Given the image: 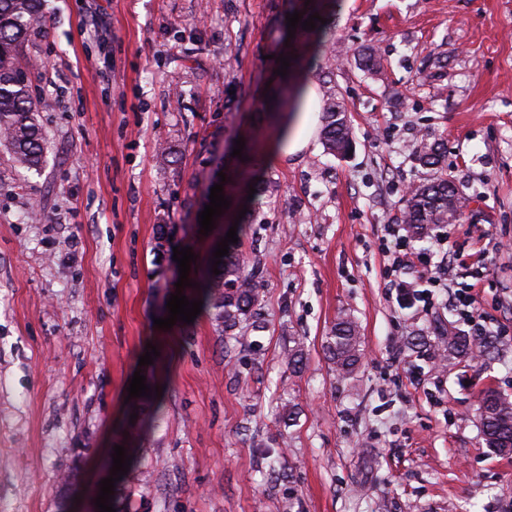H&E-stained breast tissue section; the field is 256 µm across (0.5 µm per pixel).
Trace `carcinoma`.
Returning a JSON list of instances; mask_svg holds the SVG:
<instances>
[{
    "label": "carcinoma",
    "instance_id": "carcinoma-1",
    "mask_svg": "<svg viewBox=\"0 0 512 512\" xmlns=\"http://www.w3.org/2000/svg\"><path fill=\"white\" fill-rule=\"evenodd\" d=\"M40 22L39 0H0V142L18 167L40 164L44 138L33 106L26 74L33 62L22 50L26 34ZM322 139L327 150L345 154L352 146L346 107L334 98L325 102ZM419 160L436 170V176L415 186L404 201L402 223L414 231L432 229L460 215L463 201L443 168L442 144L422 145ZM220 274L208 269L199 275L194 299L212 311L215 331L220 336L235 331L252 314L260 301L261 281L255 270L247 268L234 248L221 257ZM492 340L473 345L464 336L448 337V350L460 357H473V349L486 354ZM326 350L336 374L352 373L360 362L355 325L340 319L327 337ZM486 444L495 452H512V399L488 391L479 407Z\"/></svg>",
    "mask_w": 512,
    "mask_h": 512
}]
</instances>
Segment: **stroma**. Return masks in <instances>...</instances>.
Returning a JSON list of instances; mask_svg holds the SVG:
<instances>
[{"label": "stroma", "mask_w": 512, "mask_h": 512, "mask_svg": "<svg viewBox=\"0 0 512 512\" xmlns=\"http://www.w3.org/2000/svg\"><path fill=\"white\" fill-rule=\"evenodd\" d=\"M295 9L41 0L23 45L49 103L40 167L0 144V512H82L117 445L137 461L115 512H512V455L486 446L478 411L487 389L512 396V0H341L321 36L288 32ZM362 47L381 73L357 68ZM283 55L310 61L298 109L317 125L292 154L267 117ZM330 97L347 108L343 157L318 131ZM244 130L253 198L232 185ZM433 140L466 207L408 248L444 240L485 262L475 281L449 268L425 308L396 298L387 227L431 178L417 154ZM218 182L223 230L264 283L236 341L205 312L154 325L178 291L174 248L196 257L190 281L213 264L221 232L201 235L198 215ZM472 281L502 331L478 360L437 345L471 334L450 298ZM341 317L362 353L346 377L324 351ZM137 372L162 402L129 397Z\"/></svg>", "instance_id": "1"}]
</instances>
